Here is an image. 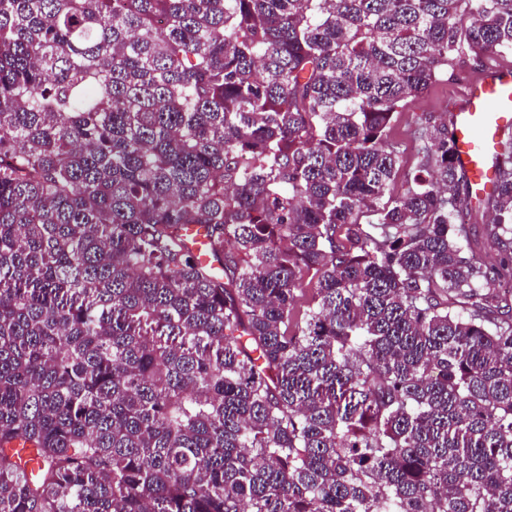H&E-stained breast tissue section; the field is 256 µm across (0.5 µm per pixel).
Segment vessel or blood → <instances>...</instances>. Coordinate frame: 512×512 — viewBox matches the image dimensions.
Instances as JSON below:
<instances>
[{
	"label": "vessel or blood",
	"instance_id": "b4317fda",
	"mask_svg": "<svg viewBox=\"0 0 512 512\" xmlns=\"http://www.w3.org/2000/svg\"><path fill=\"white\" fill-rule=\"evenodd\" d=\"M449 107L456 163L467 174L475 197H484L495 186L501 137L512 128V72L492 66L476 72Z\"/></svg>",
	"mask_w": 512,
	"mask_h": 512
}]
</instances>
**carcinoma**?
Returning <instances> with one entry per match:
<instances>
[{
  "label": "carcinoma",
  "instance_id": "cac0c4a2",
  "mask_svg": "<svg viewBox=\"0 0 512 512\" xmlns=\"http://www.w3.org/2000/svg\"><path fill=\"white\" fill-rule=\"evenodd\" d=\"M508 54L512 0H0V512H512V131L477 203L452 113L397 194L388 138Z\"/></svg>",
  "mask_w": 512,
  "mask_h": 512
}]
</instances>
